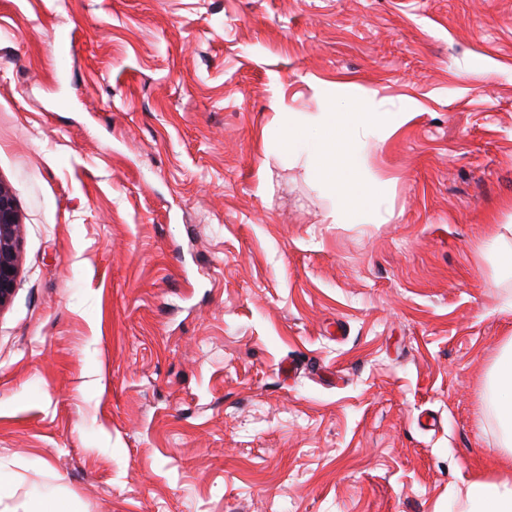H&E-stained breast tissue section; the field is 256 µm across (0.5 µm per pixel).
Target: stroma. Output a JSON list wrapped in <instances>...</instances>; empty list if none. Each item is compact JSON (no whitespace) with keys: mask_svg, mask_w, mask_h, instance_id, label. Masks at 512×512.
<instances>
[{"mask_svg":"<svg viewBox=\"0 0 512 512\" xmlns=\"http://www.w3.org/2000/svg\"><path fill=\"white\" fill-rule=\"evenodd\" d=\"M348 82L383 224L262 131ZM0 512H446L512 474V0H0ZM22 223L10 189L0 181V309L12 299L17 284ZM502 226L509 238L507 239L505 234H499L488 241L486 251L495 257H500L502 263L500 271L512 275V224H502ZM486 413L498 428V445L512 456V337L502 348L489 375L484 393Z\"/></svg>","mask_w":512,"mask_h":512,"instance_id":"1","label":"stroma"}]
</instances>
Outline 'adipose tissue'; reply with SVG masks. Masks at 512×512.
Segmentation results:
<instances>
[{
	"label": "adipose tissue",
	"instance_id": "obj_1",
	"mask_svg": "<svg viewBox=\"0 0 512 512\" xmlns=\"http://www.w3.org/2000/svg\"><path fill=\"white\" fill-rule=\"evenodd\" d=\"M486 413L498 428V445L512 456V339L504 345L484 393ZM457 512H512V480L475 479L457 490Z\"/></svg>",
	"mask_w": 512,
	"mask_h": 512
}]
</instances>
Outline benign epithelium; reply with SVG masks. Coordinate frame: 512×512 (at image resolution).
Listing matches in <instances>:
<instances>
[{"label": "benign epithelium", "mask_w": 512, "mask_h": 512, "mask_svg": "<svg viewBox=\"0 0 512 512\" xmlns=\"http://www.w3.org/2000/svg\"><path fill=\"white\" fill-rule=\"evenodd\" d=\"M22 223L10 189L0 181V310L12 299L17 284Z\"/></svg>", "instance_id": "1"}]
</instances>
